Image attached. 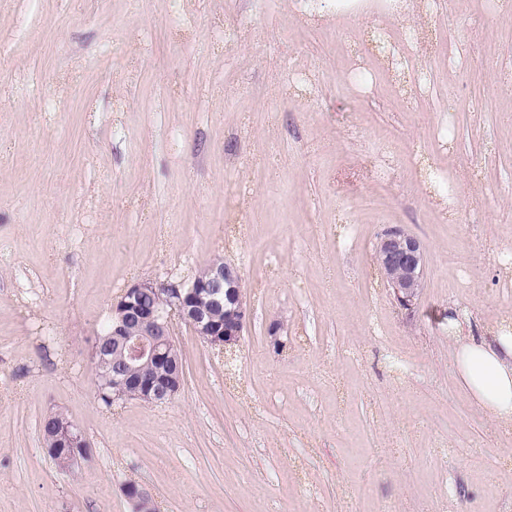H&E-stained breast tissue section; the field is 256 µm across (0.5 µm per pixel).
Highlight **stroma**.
<instances>
[{"label":"stroma","instance_id":"stroma-1","mask_svg":"<svg viewBox=\"0 0 512 512\" xmlns=\"http://www.w3.org/2000/svg\"><path fill=\"white\" fill-rule=\"evenodd\" d=\"M426 3L418 53L292 0H0V512H133L129 483L150 512H512V429L452 360L512 320V10ZM396 225L410 311L375 263ZM218 257L234 353L178 326L172 400L105 406L117 296ZM54 411L91 448L67 473ZM378 270L397 304L410 310L423 288L425 255L414 236L399 227L384 231L376 248Z\"/></svg>","mask_w":512,"mask_h":512}]
</instances>
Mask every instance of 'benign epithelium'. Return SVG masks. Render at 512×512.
<instances>
[{
    "label": "benign epithelium",
    "instance_id": "1",
    "mask_svg": "<svg viewBox=\"0 0 512 512\" xmlns=\"http://www.w3.org/2000/svg\"><path fill=\"white\" fill-rule=\"evenodd\" d=\"M378 270L397 304L411 309L423 288L425 255L414 236L399 227L384 231L376 248ZM210 297L208 310L197 299ZM193 327L210 346L232 352L238 345L248 318V305L241 290L240 271L230 263H214L188 284H158L140 281L126 288L112 305L109 338L96 341L94 350H120L125 367L112 373V387H128L151 402L165 403L181 389V367L176 355L172 320ZM84 436L72 423L54 437L48 450L76 448Z\"/></svg>",
    "mask_w": 512,
    "mask_h": 512
}]
</instances>
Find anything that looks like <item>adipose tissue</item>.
<instances>
[{"label": "adipose tissue", "instance_id": "ef3b65f1", "mask_svg": "<svg viewBox=\"0 0 512 512\" xmlns=\"http://www.w3.org/2000/svg\"><path fill=\"white\" fill-rule=\"evenodd\" d=\"M454 364L473 403L512 427V328L501 326L489 342L456 337Z\"/></svg>", "mask_w": 512, "mask_h": 512}]
</instances>
